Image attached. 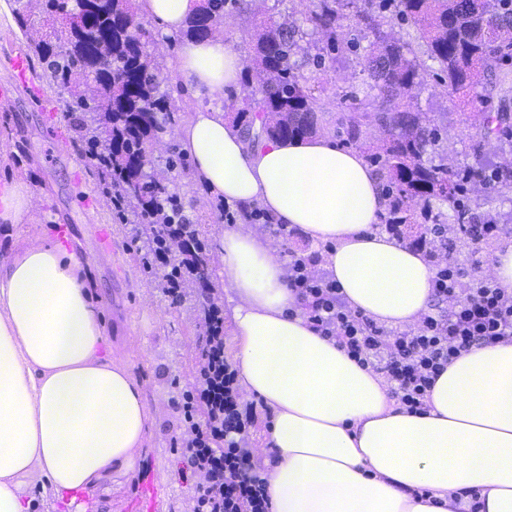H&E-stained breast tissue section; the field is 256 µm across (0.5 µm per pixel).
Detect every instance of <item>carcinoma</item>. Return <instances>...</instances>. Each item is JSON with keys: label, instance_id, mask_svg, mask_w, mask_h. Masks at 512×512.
<instances>
[{"label": "carcinoma", "instance_id": "1", "mask_svg": "<svg viewBox=\"0 0 512 512\" xmlns=\"http://www.w3.org/2000/svg\"><path fill=\"white\" fill-rule=\"evenodd\" d=\"M253 0H201L185 35L203 39L224 25V14L246 13ZM354 15L355 31H368L373 41L349 48L359 53L369 79L368 112H353L341 122L350 140L362 127L376 125L383 133L369 147L368 159L385 180L386 223L410 234L417 214L430 212L441 198L453 210V225L511 224L506 216H480L471 201L477 186L512 179V163L491 171L435 164L440 129L424 113L406 103L423 85L412 44L384 30L396 19L415 28L429 56L445 74L448 93L482 80L494 88L512 84V0H362ZM345 0H318L308 22L322 46L310 53L307 33L288 19L269 18L251 38V57L243 78V108L237 123L250 141L265 136L294 139L321 130L308 87L298 75V57L316 67L336 53V33L346 16ZM42 12L58 20L60 12L78 13L81 32L63 26L55 40L41 39L37 53L39 78L58 85L69 97L66 113L74 146L94 159L93 175L109 198L118 196L140 224L145 262L157 254L172 257L162 275L195 289L212 276L207 244L183 215V201L161 172L144 171V153L174 121L168 98L160 92L162 68L146 51L145 29L136 21L132 0H41ZM480 136L512 142V113L500 105L485 107Z\"/></svg>", "mask_w": 512, "mask_h": 512}]
</instances>
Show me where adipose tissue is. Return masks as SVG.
Returning <instances> with one entry per match:
<instances>
[{"label":"adipose tissue","mask_w":512,"mask_h":512,"mask_svg":"<svg viewBox=\"0 0 512 512\" xmlns=\"http://www.w3.org/2000/svg\"><path fill=\"white\" fill-rule=\"evenodd\" d=\"M137 5L179 39L172 75L199 101L175 134L189 178L240 217L219 240L221 275L240 386L269 415L260 456L273 512H459L474 487L478 512H512V342L462 353L426 412L407 413L380 374L312 327L280 251L247 221L259 203L324 245L321 267L349 309L407 329L429 310L434 269L375 231L388 204L381 173L327 135L245 141L212 104L237 90L239 53L220 34L181 37L199 0ZM32 198L23 180L0 181V223L28 221ZM99 302L82 259L49 234L0 249V512H30L35 479L62 502L136 465L154 418L112 357Z\"/></svg>","instance_id":"ef3b65f1"}]
</instances>
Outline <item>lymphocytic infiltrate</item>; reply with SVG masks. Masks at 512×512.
I'll return each instance as SVG.
<instances>
[{"mask_svg": "<svg viewBox=\"0 0 512 512\" xmlns=\"http://www.w3.org/2000/svg\"><path fill=\"white\" fill-rule=\"evenodd\" d=\"M432 293L442 309L413 330L391 333L352 312L334 280L311 271L309 258L290 255L288 284L323 335L336 338L364 367L382 374L411 413H424L434 380L472 346L512 342V290L491 276H471L448 254L447 241L430 249ZM236 372L224 357V336L207 325L196 382L184 398L179 437L195 494L191 512H272L267 478L251 465L248 419L236 409ZM205 410V423L195 420Z\"/></svg>", "mask_w": 512, "mask_h": 512, "instance_id": "1", "label": "lymphocytic infiltrate"}]
</instances>
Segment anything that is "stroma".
<instances>
[{
	"label": "stroma",
	"mask_w": 512,
	"mask_h": 512,
	"mask_svg": "<svg viewBox=\"0 0 512 512\" xmlns=\"http://www.w3.org/2000/svg\"><path fill=\"white\" fill-rule=\"evenodd\" d=\"M6 3L7 12L0 13V87H9L10 93L0 108V179L23 180L34 192L31 222L12 227L8 242L19 249L46 230L90 260L102 318L111 335L112 357L131 366L155 418L137 471L106 481L95 497L107 503L109 512H130L138 482L144 477L157 490L155 512H189L194 484L184 475L186 464L175 438L181 426L183 396L193 389L201 363L204 323L196 297L191 294L183 303H174L156 285L164 265L151 272L144 269L136 224L120 219L91 176L84 154L70 145L63 118L65 93L45 80L38 81L33 92L13 87L12 56L23 51L31 58L32 68H39L32 39L52 34L54 26L35 0ZM307 6L308 0H259L255 13L225 17L224 40L248 54L250 36L263 20L285 17L302 27ZM394 34L412 42L425 69V82L412 105L443 127L449 158L466 165L479 159L490 169L502 163L505 152L477 144L484 85L448 95L440 83L437 62L428 58L416 32L398 28ZM300 73L314 99L323 133L340 145L366 151L378 135L377 127H364L360 140L351 143L336 123L342 114L360 108L368 91L357 57L343 48L325 68L306 65ZM177 155L175 134L166 132L162 143L153 148L152 165L167 171L185 198L187 221L198 225L210 253H217V240L226 227L224 204L205 199L201 189L189 181V164L170 167V159Z\"/></svg>",
	"instance_id": "35a3bbf8"
}]
</instances>
